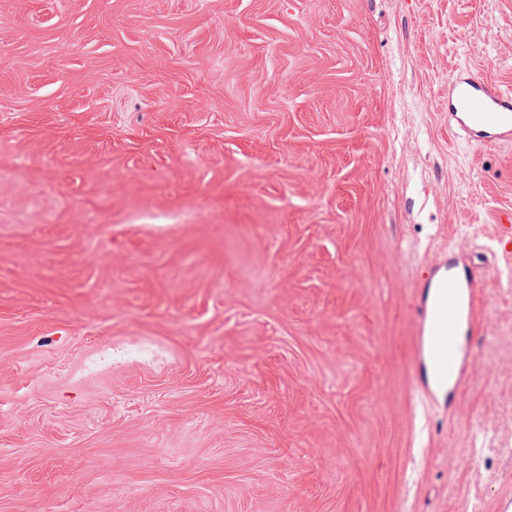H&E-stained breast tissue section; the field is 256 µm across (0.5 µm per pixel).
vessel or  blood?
<instances>
[{"label": "vessel or blood", "instance_id": "1", "mask_svg": "<svg viewBox=\"0 0 512 512\" xmlns=\"http://www.w3.org/2000/svg\"><path fill=\"white\" fill-rule=\"evenodd\" d=\"M448 127L477 143L511 142L512 92L473 72L455 77L448 87ZM436 272L420 290L417 326L427 363L417 384L448 405L471 368L466 349L475 334L481 271L444 260Z\"/></svg>", "mask_w": 512, "mask_h": 512}]
</instances>
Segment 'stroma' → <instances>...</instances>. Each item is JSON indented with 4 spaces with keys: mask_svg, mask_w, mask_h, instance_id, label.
Wrapping results in <instances>:
<instances>
[{
    "mask_svg": "<svg viewBox=\"0 0 512 512\" xmlns=\"http://www.w3.org/2000/svg\"><path fill=\"white\" fill-rule=\"evenodd\" d=\"M465 70L512 90V0H0V512H512V144L449 134ZM443 258L484 273L449 409ZM436 273L435 278L420 287L417 326L421 353L427 363L423 373H417V384L450 407L471 368L464 345L473 347L476 296L482 271L443 260L437 265Z\"/></svg>",
    "mask_w": 512,
    "mask_h": 512,
    "instance_id": "1",
    "label": "stroma"
}]
</instances>
